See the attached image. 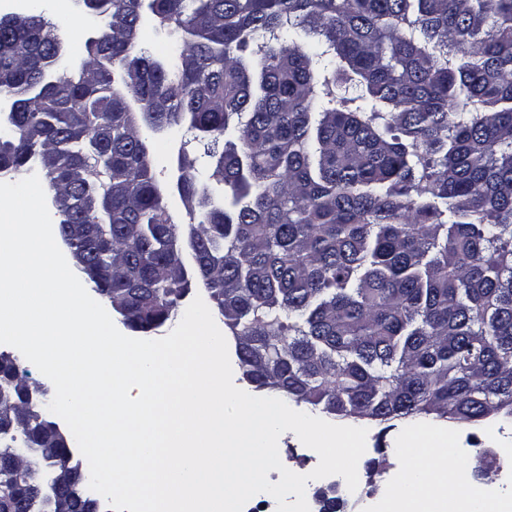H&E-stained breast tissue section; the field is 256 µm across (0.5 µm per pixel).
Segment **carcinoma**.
<instances>
[{"label":"carcinoma","instance_id":"obj_1","mask_svg":"<svg viewBox=\"0 0 512 512\" xmlns=\"http://www.w3.org/2000/svg\"><path fill=\"white\" fill-rule=\"evenodd\" d=\"M80 2L76 78L43 17L0 15V176L41 164L57 235L126 327L173 324L199 282L257 391L361 426L512 419V0ZM142 127L214 159L202 181L178 156L188 224ZM0 379L23 384L5 354ZM26 418L0 425V496L41 512L5 442L49 466L67 448ZM78 486L68 512H97Z\"/></svg>","mask_w":512,"mask_h":512}]
</instances>
